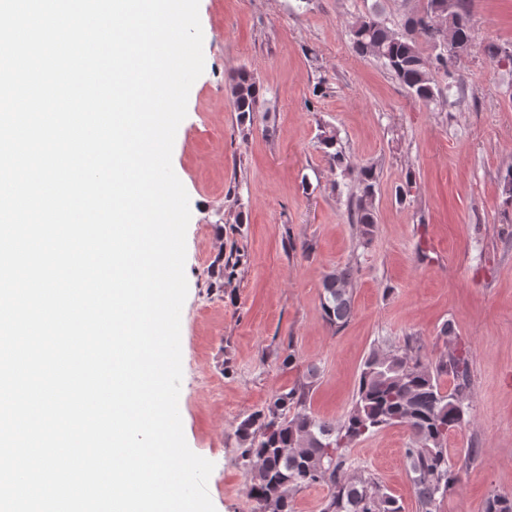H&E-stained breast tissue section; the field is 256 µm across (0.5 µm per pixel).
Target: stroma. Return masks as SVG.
Here are the masks:
<instances>
[{
	"instance_id": "1",
	"label": "stroma",
	"mask_w": 512,
	"mask_h": 512,
	"mask_svg": "<svg viewBox=\"0 0 512 512\" xmlns=\"http://www.w3.org/2000/svg\"><path fill=\"white\" fill-rule=\"evenodd\" d=\"M403 31L427 0H200L205 69L193 84L172 165L190 200L181 313L179 412L190 449L214 469L216 512H256L237 427L291 388L309 367L311 412L336 421L351 406L360 367L376 346L420 337L430 360L447 354L452 322L471 353L472 410L448 437L450 453L476 447L440 512H484L512 494V64L489 43L512 44V0H468L472 41L439 86L461 82L447 104L415 100L382 65L352 47L349 29L373 4ZM263 88L261 109L240 124L229 87L239 71ZM334 127L358 166L376 164L370 243L351 224L356 180L338 184L319 145ZM415 185L406 204L395 188ZM243 261L223 290L208 270L221 248ZM349 266L353 315L323 318L325 276ZM293 364H285L286 355ZM408 431L378 430L350 456L417 512L403 451Z\"/></svg>"
}]
</instances>
